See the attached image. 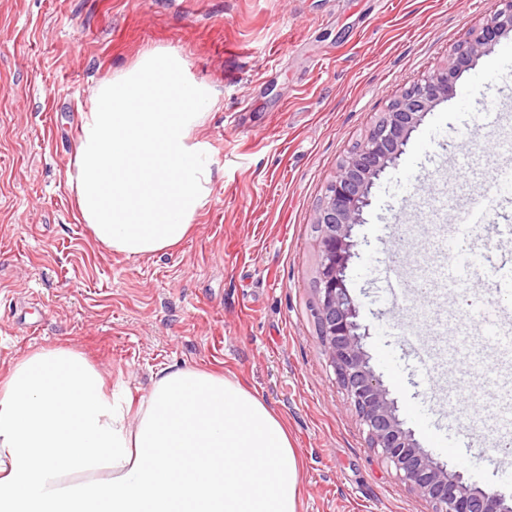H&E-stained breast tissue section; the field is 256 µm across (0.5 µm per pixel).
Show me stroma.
I'll use <instances>...</instances> for the list:
<instances>
[{
    "mask_svg": "<svg viewBox=\"0 0 512 512\" xmlns=\"http://www.w3.org/2000/svg\"><path fill=\"white\" fill-rule=\"evenodd\" d=\"M491 0H0V366L67 346L132 399L166 367L223 372L285 422L303 460L299 512H428L371 448L324 351L313 309L314 212L339 163L404 87L482 26ZM512 32L460 78L477 90L425 113L375 179L347 270L370 364L416 440L468 484L512 498V454L490 464L494 381L485 313L455 289L384 300L381 271L408 280L418 257L444 268L459 213L512 167ZM166 49L216 106L199 128L213 182L193 234L172 252L126 258L93 239L67 170L80 114L103 79ZM472 333L481 368L431 372L401 340Z\"/></svg>",
    "mask_w": 512,
    "mask_h": 512,
    "instance_id": "35a3bbf8",
    "label": "stroma"
}]
</instances>
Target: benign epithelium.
I'll use <instances>...</instances> for the list:
<instances>
[{"mask_svg":"<svg viewBox=\"0 0 512 512\" xmlns=\"http://www.w3.org/2000/svg\"><path fill=\"white\" fill-rule=\"evenodd\" d=\"M512 30V0H492L489 18L448 54L432 75L404 89L388 105L365 140L338 166L314 217L319 232L314 316L339 385L366 428L370 446L396 475L431 506L430 512H512V501L496 491L472 487L429 456L403 427L389 390L370 365L359 333L358 306L347 287L368 188L404 151L422 115L448 98L453 84L475 61Z\"/></svg>","mask_w":512,"mask_h":512,"instance_id":"benign-epithelium-1","label":"benign epithelium"}]
</instances>
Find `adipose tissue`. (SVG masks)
<instances>
[{"label":"adipose tissue","mask_w":512,"mask_h":512,"mask_svg":"<svg viewBox=\"0 0 512 512\" xmlns=\"http://www.w3.org/2000/svg\"><path fill=\"white\" fill-rule=\"evenodd\" d=\"M163 51L99 83L67 172L94 240L171 252L211 193L197 131L217 103ZM303 463L282 419L236 379L165 368L131 407L71 347L0 373V512H299Z\"/></svg>","instance_id":"1"}]
</instances>
